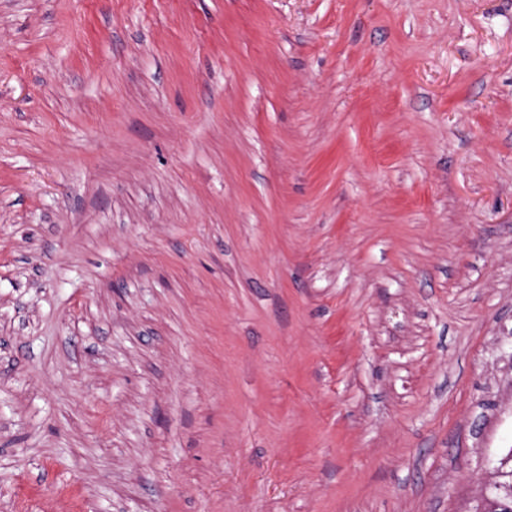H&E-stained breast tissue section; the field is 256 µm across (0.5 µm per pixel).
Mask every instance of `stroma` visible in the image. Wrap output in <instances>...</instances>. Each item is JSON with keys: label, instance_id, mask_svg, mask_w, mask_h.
Wrapping results in <instances>:
<instances>
[{"label": "stroma", "instance_id": "35a3bbf8", "mask_svg": "<svg viewBox=\"0 0 512 512\" xmlns=\"http://www.w3.org/2000/svg\"><path fill=\"white\" fill-rule=\"evenodd\" d=\"M511 331L512 0H0V512H474Z\"/></svg>", "mask_w": 512, "mask_h": 512}]
</instances>
